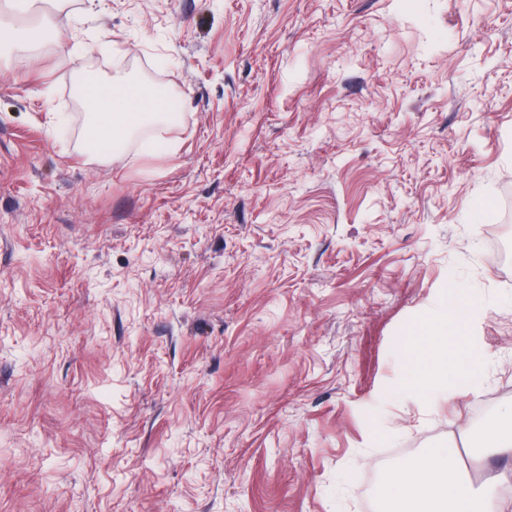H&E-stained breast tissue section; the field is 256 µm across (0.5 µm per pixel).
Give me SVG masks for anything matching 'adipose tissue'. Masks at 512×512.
<instances>
[{
    "label": "adipose tissue",
    "instance_id": "adipose-tissue-1",
    "mask_svg": "<svg viewBox=\"0 0 512 512\" xmlns=\"http://www.w3.org/2000/svg\"><path fill=\"white\" fill-rule=\"evenodd\" d=\"M84 105L93 117L92 127L98 139L120 148L125 138L143 123H166L173 104L143 96L138 86L126 83L100 85L85 79ZM466 318L464 309L448 304L432 318L427 334L412 337L410 346L417 356L428 358L430 365L417 384L421 389L444 387L450 374L456 373L462 359L452 339L461 334ZM392 512H504L497 483L482 489L474 487L456 473V462L447 449H432L419 463L405 462L392 472L388 483Z\"/></svg>",
    "mask_w": 512,
    "mask_h": 512
}]
</instances>
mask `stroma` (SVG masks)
Listing matches in <instances>:
<instances>
[{
    "mask_svg": "<svg viewBox=\"0 0 512 512\" xmlns=\"http://www.w3.org/2000/svg\"><path fill=\"white\" fill-rule=\"evenodd\" d=\"M0 58V512H390L512 407V0H49ZM182 109L101 161L80 83ZM478 371L410 382L449 287ZM40 26L21 29L10 22H0V55L21 48L34 47L40 40Z\"/></svg>",
    "mask_w": 512,
    "mask_h": 512,
    "instance_id": "1",
    "label": "stroma"
}]
</instances>
